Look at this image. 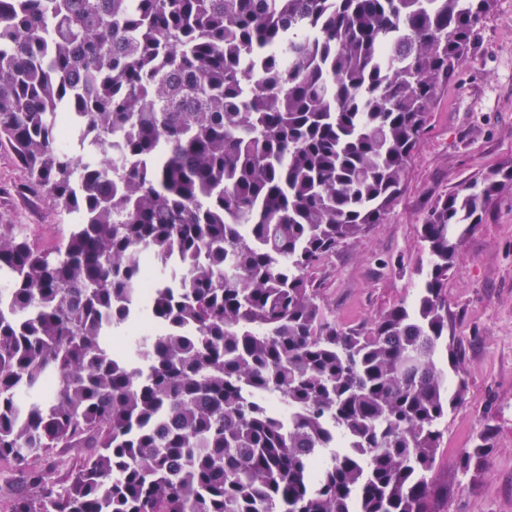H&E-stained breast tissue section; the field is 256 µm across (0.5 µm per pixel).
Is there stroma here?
<instances>
[{
  "mask_svg": "<svg viewBox=\"0 0 512 512\" xmlns=\"http://www.w3.org/2000/svg\"><path fill=\"white\" fill-rule=\"evenodd\" d=\"M512 163V0H494L467 54L449 74L426 133L408 161V178L384 223L342 244L311 274L337 323L353 326L412 302L428 269L420 226L434 201L484 171ZM0 222L55 246L67 216L27 187L24 171L0 145ZM448 339L465 390L442 424L432 473L442 512H512V187L472 225L448 271ZM497 427L483 475L455 465L483 420Z\"/></svg>",
  "mask_w": 512,
  "mask_h": 512,
  "instance_id": "1",
  "label": "stroma"
}]
</instances>
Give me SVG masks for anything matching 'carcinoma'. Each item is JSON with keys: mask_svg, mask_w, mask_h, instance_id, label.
I'll return each mask as SVG.
<instances>
[{"mask_svg": "<svg viewBox=\"0 0 512 512\" xmlns=\"http://www.w3.org/2000/svg\"><path fill=\"white\" fill-rule=\"evenodd\" d=\"M492 2L0 0V144L79 216L53 247L0 224L7 512H440L454 231L512 164L428 211L413 305L340 326L310 272L393 210ZM150 255L183 269L142 293ZM134 317L159 332L120 355ZM59 448L89 452L48 486ZM26 487L19 480V476L9 472H3L0 475V508L3 510L9 502L20 492L25 491Z\"/></svg>", "mask_w": 512, "mask_h": 512, "instance_id": "1", "label": "carcinoma"}]
</instances>
